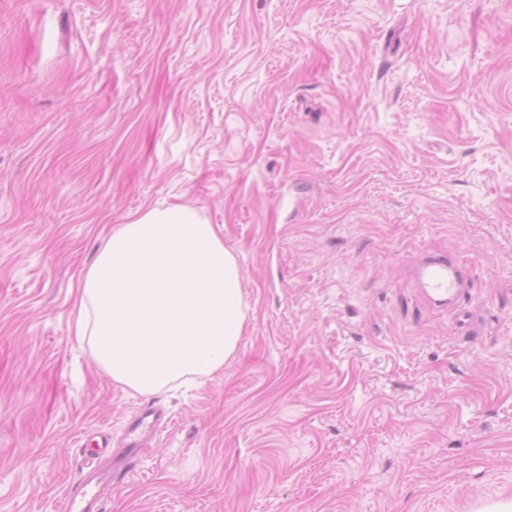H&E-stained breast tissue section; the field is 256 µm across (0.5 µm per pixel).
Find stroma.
<instances>
[{
	"label": "stroma",
	"mask_w": 512,
	"mask_h": 512,
	"mask_svg": "<svg viewBox=\"0 0 512 512\" xmlns=\"http://www.w3.org/2000/svg\"><path fill=\"white\" fill-rule=\"evenodd\" d=\"M219 225L246 321L187 390L70 331L102 225ZM472 273L458 311L410 282ZM148 407L108 512L512 501V0H0V512H59Z\"/></svg>",
	"instance_id": "stroma-1"
}]
</instances>
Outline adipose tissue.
Masks as SVG:
<instances>
[{"mask_svg": "<svg viewBox=\"0 0 512 512\" xmlns=\"http://www.w3.org/2000/svg\"><path fill=\"white\" fill-rule=\"evenodd\" d=\"M220 232L183 203L104 232L76 285L73 332L114 382L154 394L223 370L246 314L238 261Z\"/></svg>", "mask_w": 512, "mask_h": 512, "instance_id": "obj_1", "label": "adipose tissue"}]
</instances>
